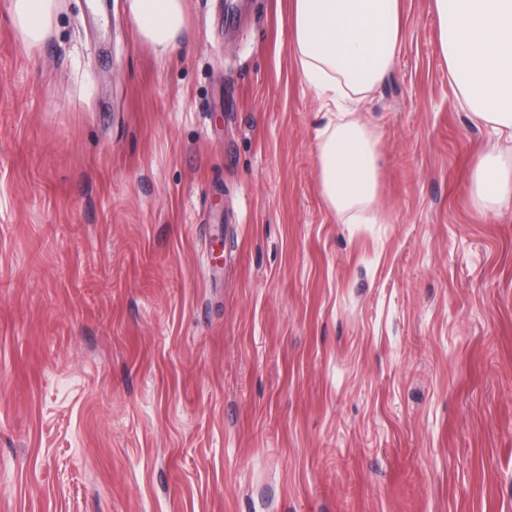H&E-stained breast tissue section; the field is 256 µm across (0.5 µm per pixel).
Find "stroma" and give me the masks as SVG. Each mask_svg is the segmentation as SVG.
<instances>
[{"label": "stroma", "mask_w": 512, "mask_h": 512, "mask_svg": "<svg viewBox=\"0 0 512 512\" xmlns=\"http://www.w3.org/2000/svg\"><path fill=\"white\" fill-rule=\"evenodd\" d=\"M359 113L375 224L324 198L289 0H0V512H512V204L434 0ZM9 12L19 42L34 47L52 33L58 0H10ZM183 0H128L138 34L163 56L171 53L184 26ZM509 157L494 147L479 157L473 173V197L484 212L512 201V145Z\"/></svg>", "instance_id": "stroma-1"}]
</instances>
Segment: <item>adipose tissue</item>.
Masks as SVG:
<instances>
[{"label": "adipose tissue", "mask_w": 512, "mask_h": 512, "mask_svg": "<svg viewBox=\"0 0 512 512\" xmlns=\"http://www.w3.org/2000/svg\"><path fill=\"white\" fill-rule=\"evenodd\" d=\"M448 78L475 123L512 144V0H434ZM138 34L171 53L184 26L183 0H128ZM27 47L52 33L58 0H10ZM401 0H291L290 48L329 121L317 144L322 193L352 224H374L377 136L351 107L384 80L401 46ZM473 197L489 212L512 202V156L479 157Z\"/></svg>", "instance_id": "ef3b65f1"}]
</instances>
